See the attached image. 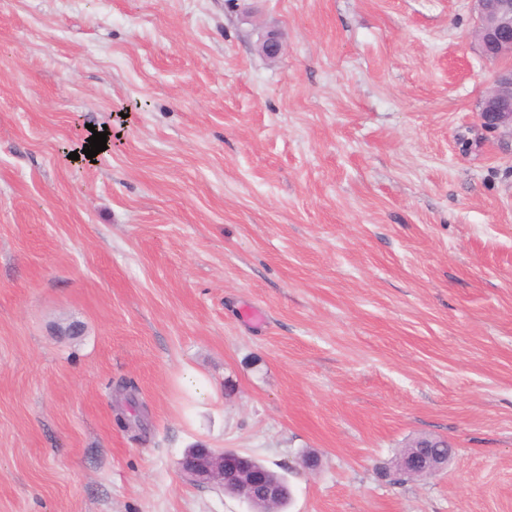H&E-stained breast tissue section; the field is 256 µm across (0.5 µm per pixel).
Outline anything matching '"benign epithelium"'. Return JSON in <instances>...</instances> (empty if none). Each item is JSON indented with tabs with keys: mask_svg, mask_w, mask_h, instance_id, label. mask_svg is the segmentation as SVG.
<instances>
[{
	"mask_svg": "<svg viewBox=\"0 0 512 512\" xmlns=\"http://www.w3.org/2000/svg\"><path fill=\"white\" fill-rule=\"evenodd\" d=\"M476 26L473 37L483 56L492 62L512 54V0H474ZM479 119L489 132L512 135V68L495 75L484 96ZM447 462L444 454L433 453L422 444L408 455L397 458L394 475L423 477L438 472ZM182 471L197 486L217 485L224 492L246 503L249 512H275L290 496L271 472L252 459L231 450L194 448L179 462Z\"/></svg>",
	"mask_w": 512,
	"mask_h": 512,
	"instance_id": "1",
	"label": "benign epithelium"
}]
</instances>
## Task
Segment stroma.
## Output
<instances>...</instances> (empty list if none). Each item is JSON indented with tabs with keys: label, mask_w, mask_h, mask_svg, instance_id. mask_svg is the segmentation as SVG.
Wrapping results in <instances>:
<instances>
[{
	"label": "stroma",
	"mask_w": 512,
	"mask_h": 512,
	"mask_svg": "<svg viewBox=\"0 0 512 512\" xmlns=\"http://www.w3.org/2000/svg\"><path fill=\"white\" fill-rule=\"evenodd\" d=\"M473 25L0 0V512H247L193 447L284 475L285 512H512V138L479 126ZM422 436L447 467L384 476ZM136 386L131 381H121L114 389L115 406H125L128 409L127 414L122 418L116 417V425L122 430L146 432V417L142 416L140 411L145 408L136 396Z\"/></svg>",
	"instance_id": "1"
}]
</instances>
